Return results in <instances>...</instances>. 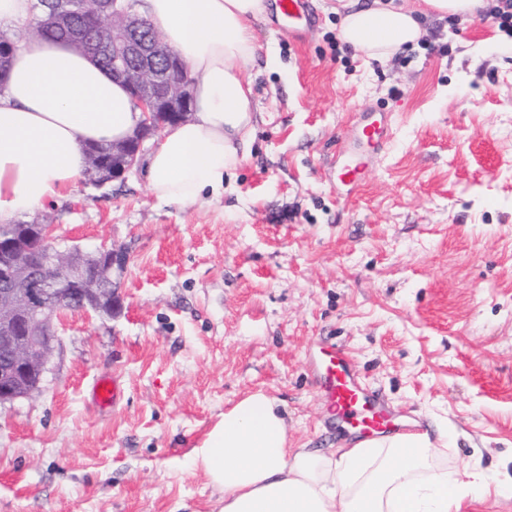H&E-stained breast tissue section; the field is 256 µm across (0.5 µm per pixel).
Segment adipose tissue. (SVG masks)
I'll return each mask as SVG.
<instances>
[{
  "label": "adipose tissue",
  "mask_w": 512,
  "mask_h": 512,
  "mask_svg": "<svg viewBox=\"0 0 512 512\" xmlns=\"http://www.w3.org/2000/svg\"><path fill=\"white\" fill-rule=\"evenodd\" d=\"M266 0H144L140 13L186 65L194 112L165 126L149 156L150 193L189 205L224 190L244 157L254 119L242 75L256 57L251 25ZM409 0L348 9L339 38L372 58L417 43ZM141 112L125 86L62 42L22 41L0 85V225L63 198L86 171L85 149L119 143ZM442 449L420 432L397 433L323 453L288 445L274 402L252 394L224 412L191 462L221 495L220 512H456L460 486L437 465Z\"/></svg>",
  "instance_id": "ef3b65f1"
}]
</instances>
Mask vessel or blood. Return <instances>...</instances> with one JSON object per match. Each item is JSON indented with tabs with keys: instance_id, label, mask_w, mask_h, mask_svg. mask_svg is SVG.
Returning <instances> with one entry per match:
<instances>
[{
	"instance_id": "b4317fda",
	"label": "vessel or blood",
	"mask_w": 512,
	"mask_h": 512,
	"mask_svg": "<svg viewBox=\"0 0 512 512\" xmlns=\"http://www.w3.org/2000/svg\"><path fill=\"white\" fill-rule=\"evenodd\" d=\"M321 391L338 420L346 423L355 438L373 440L389 434L391 422L374 391L356 376L344 348L322 345L311 358Z\"/></svg>"
}]
</instances>
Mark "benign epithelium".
Instances as JSON below:
<instances>
[{
    "instance_id": "7a95c632",
    "label": "benign epithelium",
    "mask_w": 512,
    "mask_h": 512,
    "mask_svg": "<svg viewBox=\"0 0 512 512\" xmlns=\"http://www.w3.org/2000/svg\"><path fill=\"white\" fill-rule=\"evenodd\" d=\"M109 0H74V12L103 19ZM139 13L112 10V75L129 89L144 114L133 137L112 145V172L97 157L88 169L100 184L124 177L139 162L144 142L169 123L192 112L191 78L185 65L160 34L144 32ZM71 48L95 51L85 31L72 28ZM49 224H10L0 230V406L27 398L40 389L57 340L61 312H98L117 303L112 275L125 255L106 244L93 253L52 244Z\"/></svg>"
}]
</instances>
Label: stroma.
<instances>
[{
    "label": "stroma",
    "instance_id": "stroma-1",
    "mask_svg": "<svg viewBox=\"0 0 512 512\" xmlns=\"http://www.w3.org/2000/svg\"><path fill=\"white\" fill-rule=\"evenodd\" d=\"M308 4L311 27L253 23L254 126L223 193L158 203L141 165L36 211L57 248L127 261L112 316L64 314L39 393L0 406V512H217L190 454L243 398L275 400L291 447L345 438L320 341L398 431L447 432L460 512H512V41L485 10L427 17L380 61L342 45L341 0ZM371 112L389 136L348 191Z\"/></svg>",
    "mask_w": 512,
    "mask_h": 512
}]
</instances>
